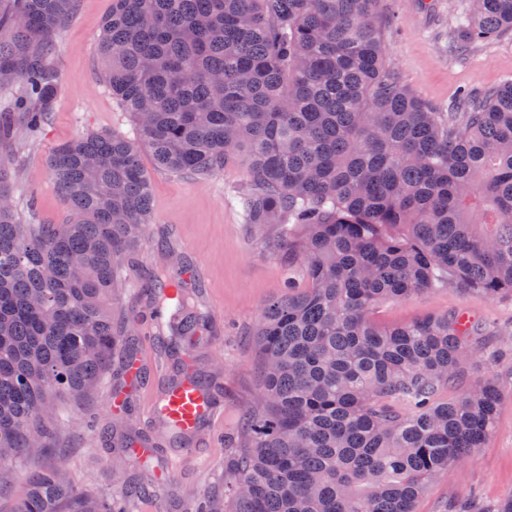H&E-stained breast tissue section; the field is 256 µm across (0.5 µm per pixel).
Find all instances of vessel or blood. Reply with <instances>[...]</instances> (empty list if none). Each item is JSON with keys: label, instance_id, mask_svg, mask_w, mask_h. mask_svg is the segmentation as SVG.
<instances>
[{"label": "vessel or blood", "instance_id": "1", "mask_svg": "<svg viewBox=\"0 0 512 512\" xmlns=\"http://www.w3.org/2000/svg\"><path fill=\"white\" fill-rule=\"evenodd\" d=\"M125 372L131 391L141 393L146 400L145 420L180 441L164 469L157 472L158 483H166L175 464L200 457L202 449L218 447L222 440L223 405L192 375L185 372L166 377L144 357L128 362Z\"/></svg>", "mask_w": 512, "mask_h": 512}]
</instances>
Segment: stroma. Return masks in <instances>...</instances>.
<instances>
[{
	"label": "stroma",
	"instance_id": "1",
	"mask_svg": "<svg viewBox=\"0 0 512 512\" xmlns=\"http://www.w3.org/2000/svg\"><path fill=\"white\" fill-rule=\"evenodd\" d=\"M464 0H379V15L394 14L383 28L385 62L399 72L405 87L441 108L450 107L463 90H482L512 79V37L482 44L465 57L450 47L448 31ZM112 0H76L57 38L50 61L58 70L61 90L47 125L34 143H27L23 126L14 129V145L0 147V159L18 174L14 204L24 220L55 224L64 205L47 169V160L62 143L91 132L133 139L135 124L120 104L104 92L98 80L97 48L102 23ZM141 159L150 175L153 223L137 250L116 270L119 288L112 302V320L122 323L131 312L148 305L145 291L150 275L171 270L173 264L202 265L207 316L206 339L182 341L180 349L149 346L143 335L122 337L112 361L83 397L52 396L44 425L49 447L31 448L0 468V512H15L25 496L31 470H50L66 460L72 482L101 502L127 491V512H198L210 498L218 512H232L224 498V456L244 444L242 426L262 384L253 332L266 302L283 291L288 257L272 253L270 233L242 220L236 197L245 182L241 164L225 167L206 180L158 169L150 152ZM463 313L479 324L480 332L462 360L468 386L496 379L503 397L491 437L459 464L450 465L419 498L415 512H448L449 504L474 501L489 512L512 496V343L504 344L507 363L494 367L480 352L503 331L512 332V297L488 298L448 288H432L379 305L374 313L386 325L410 323L430 316ZM189 353L219 387L224 406L225 446L209 460L185 465L165 489L153 483L152 460L132 459L126 447L143 439L142 413L129 399L122 419L106 408L112 393L124 390L119 369L126 353H153L158 368L172 369L178 352Z\"/></svg>",
	"mask_w": 512,
	"mask_h": 512
}]
</instances>
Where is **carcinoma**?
<instances>
[{
	"instance_id": "1",
	"label": "carcinoma",
	"mask_w": 512,
	"mask_h": 512,
	"mask_svg": "<svg viewBox=\"0 0 512 512\" xmlns=\"http://www.w3.org/2000/svg\"><path fill=\"white\" fill-rule=\"evenodd\" d=\"M377 0H112L103 87L137 137L90 133L48 165L59 224L23 223L0 162V467L23 455L47 399L81 396L119 337L115 269L151 223L155 165L200 180L239 161L245 223L271 231L302 282L256 330L262 389L249 444L224 460L234 512H414L428 483L491 434L501 392L452 400L474 323L384 326L373 312L429 288L512 296V80L442 112L384 63ZM73 0H0V90L19 82L31 133L59 91L47 50ZM512 32V0H467L460 55ZM190 292L170 288L173 333ZM16 512H115L67 470L27 476Z\"/></svg>"
}]
</instances>
